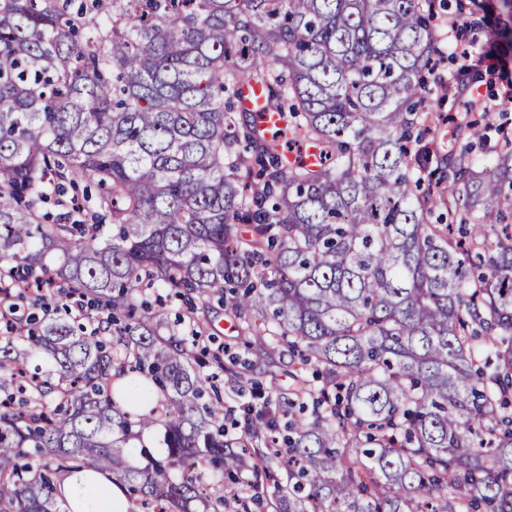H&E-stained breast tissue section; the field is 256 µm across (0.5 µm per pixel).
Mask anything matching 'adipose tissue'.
Masks as SVG:
<instances>
[{"label":"adipose tissue","mask_w":512,"mask_h":512,"mask_svg":"<svg viewBox=\"0 0 512 512\" xmlns=\"http://www.w3.org/2000/svg\"><path fill=\"white\" fill-rule=\"evenodd\" d=\"M56 484V498L65 512H129L131 507L108 473L91 470L64 473Z\"/></svg>","instance_id":"obj_1"}]
</instances>
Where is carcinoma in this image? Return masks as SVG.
I'll list each match as a JSON object with an SVG mask.
<instances>
[{
	"label": "carcinoma",
	"mask_w": 512,
	"mask_h": 512,
	"mask_svg": "<svg viewBox=\"0 0 512 512\" xmlns=\"http://www.w3.org/2000/svg\"><path fill=\"white\" fill-rule=\"evenodd\" d=\"M71 4L0 0V275L68 296L0 341V512L82 468L144 512H512V132L437 142L433 0ZM213 299L293 361L274 415L224 406ZM242 105L249 110L254 112H261L260 122L264 128L279 127L277 115L271 112H262V97L260 91L256 88H250L248 85H244L242 89Z\"/></svg>",
	"instance_id": "cac0c4a2"
}]
</instances>
